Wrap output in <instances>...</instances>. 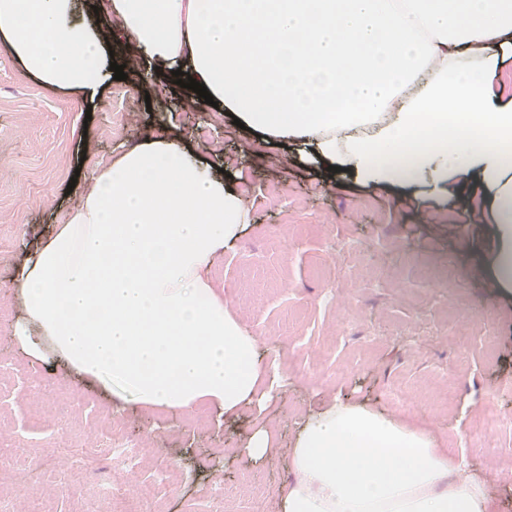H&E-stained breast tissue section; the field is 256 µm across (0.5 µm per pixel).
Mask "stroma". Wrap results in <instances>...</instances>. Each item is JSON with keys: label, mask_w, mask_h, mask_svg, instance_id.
Segmentation results:
<instances>
[{"label": "stroma", "mask_w": 512, "mask_h": 512, "mask_svg": "<svg viewBox=\"0 0 512 512\" xmlns=\"http://www.w3.org/2000/svg\"><path fill=\"white\" fill-rule=\"evenodd\" d=\"M174 99L162 84L144 98L115 81L82 108L0 45V455L22 440L30 456L26 474L0 467V496L15 512L40 496L49 512H105L92 485L133 492L174 464L177 480L142 512H210L213 487L256 512H281L300 428L342 402L426 434L484 480L492 512H512V428L469 430L488 404L512 421V294L490 283L497 240L481 189L463 218L457 201L425 186L391 191L343 174L324 184L294 148L264 146L244 162L238 128ZM164 133L236 179L251 220L207 276L256 334L261 365L275 353L294 358L281 386L259 384L234 414L207 403L188 413L115 406L98 385L55 360L32 361L10 338L23 316L15 267L80 203L76 172ZM261 428L274 451L257 459L246 444ZM114 434L148 448L138 475L98 460L88 483H56L74 452Z\"/></svg>", "instance_id": "1"}]
</instances>
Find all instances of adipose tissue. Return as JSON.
Wrapping results in <instances>:
<instances>
[{
    "label": "adipose tissue",
    "mask_w": 512,
    "mask_h": 512,
    "mask_svg": "<svg viewBox=\"0 0 512 512\" xmlns=\"http://www.w3.org/2000/svg\"><path fill=\"white\" fill-rule=\"evenodd\" d=\"M0 44L43 86L74 100L145 58L153 82L182 70L249 139L311 145L325 182L429 181L464 206L485 186L499 248L494 285L512 291V100L498 51L512 0H0ZM436 131L407 159L410 138ZM83 201L19 266L26 320L12 339L55 356L113 398L231 414L252 401L258 339L205 277L250 211L229 177L168 136L81 174ZM281 512H489L486 485L432 439L365 407L335 403L291 455Z\"/></svg>",
    "instance_id": "adipose-tissue-1"
}]
</instances>
